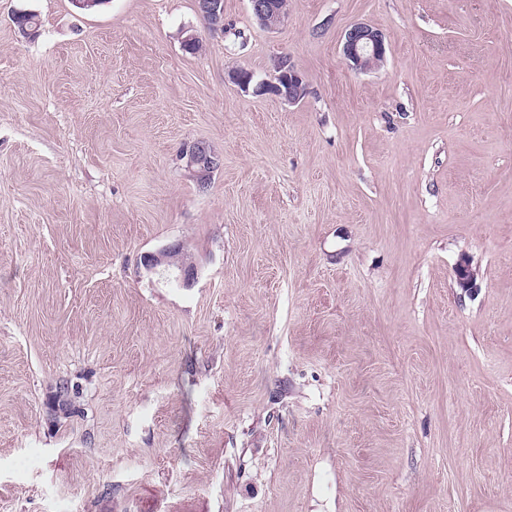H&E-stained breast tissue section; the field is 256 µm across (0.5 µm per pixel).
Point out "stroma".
Returning a JSON list of instances; mask_svg holds the SVG:
<instances>
[{"mask_svg": "<svg viewBox=\"0 0 512 512\" xmlns=\"http://www.w3.org/2000/svg\"><path fill=\"white\" fill-rule=\"evenodd\" d=\"M0 512H512V0H0ZM251 10L261 26L275 29L287 18L286 3L278 0H249ZM342 52L352 70L369 72L381 67L386 47L381 33L364 23H357L346 30ZM231 80L244 92L253 85L254 94L272 95L288 104L297 103L306 93L303 76L289 57L277 62L272 80L256 81L254 74L245 69L233 71Z\"/></svg>", "mask_w": 512, "mask_h": 512, "instance_id": "35a3bbf8", "label": "stroma"}]
</instances>
